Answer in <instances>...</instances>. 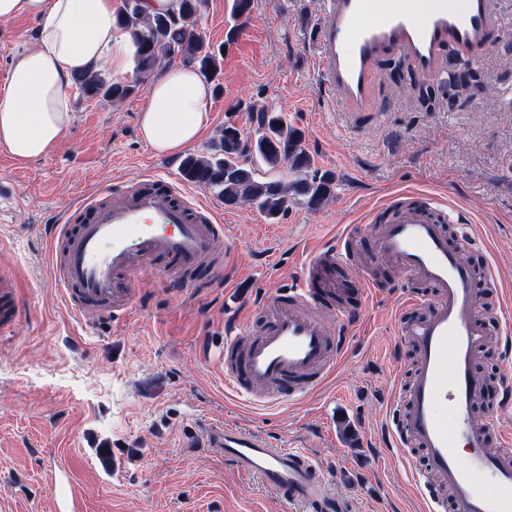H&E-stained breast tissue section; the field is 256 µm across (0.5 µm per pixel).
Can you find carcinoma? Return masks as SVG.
<instances>
[{"instance_id": "obj_1", "label": "carcinoma", "mask_w": 512, "mask_h": 512, "mask_svg": "<svg viewBox=\"0 0 512 512\" xmlns=\"http://www.w3.org/2000/svg\"><path fill=\"white\" fill-rule=\"evenodd\" d=\"M207 0H177L171 12L148 14L143 0H122L117 24L130 33L135 45V71L144 81L163 63H183L204 76L218 74L220 62L209 50L199 31V22ZM74 84L88 98L121 102L132 95L137 83L113 82L100 69H91L75 77ZM257 136H242L232 125L224 126L210 153L186 154L180 161L182 178L198 187L213 190L228 208L256 205L270 221L278 220L290 200L301 201L311 210L320 209L332 196L335 176L313 168L303 145L302 132L288 124L280 112L261 106L252 109ZM256 157L275 168L285 165L293 179L260 182L254 178L249 157Z\"/></svg>"}]
</instances>
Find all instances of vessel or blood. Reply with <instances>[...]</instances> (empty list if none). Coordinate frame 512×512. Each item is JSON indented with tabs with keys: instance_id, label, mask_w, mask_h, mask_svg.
Masks as SVG:
<instances>
[{
	"instance_id": "vessel-or-blood-1",
	"label": "vessel or blood",
	"mask_w": 512,
	"mask_h": 512,
	"mask_svg": "<svg viewBox=\"0 0 512 512\" xmlns=\"http://www.w3.org/2000/svg\"><path fill=\"white\" fill-rule=\"evenodd\" d=\"M319 12L322 78L353 104L365 100L372 61L382 51L399 49L417 70L432 75L444 45L467 49L490 42L502 28L494 0H465L461 6L454 0L430 5L424 0H320ZM78 207L89 211L88 223L76 225L70 213L60 215L49 238L48 262L66 303L90 320L128 309L131 287L146 267L160 262L174 270L205 261L214 238L224 231L210 203L187 198L170 185L146 184L117 201L109 187L101 186ZM383 218L379 256L395 261L405 278L431 289L427 295L405 294L398 306L396 335L414 347L416 368L404 387L396 444H416L426 452L427 466L413 478L425 495L427 512H512V394H503L487 425L472 416L484 385L475 362L489 343L472 270L458 250L449 248L444 219L427 200L393 198ZM356 235L351 226L322 250L302 253L287 300L269 299L259 315L242 318L249 337L245 348H238V336H227L224 381L232 390L275 403L283 383H290V397L299 398L333 373L344 350L343 336L364 313L348 310L325 323L317 312L321 298L313 282L325 265L349 263ZM415 308L421 316L408 318ZM20 315L15 280L0 278V334L12 332ZM491 423L509 427L494 453L486 449ZM201 441L288 502L314 506L324 500L322 476L301 452L207 422ZM460 444L469 450L468 462L455 452ZM432 474L448 486L451 501L429 484Z\"/></svg>"
}]
</instances>
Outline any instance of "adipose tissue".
Listing matches in <instances>:
<instances>
[{
	"mask_svg": "<svg viewBox=\"0 0 512 512\" xmlns=\"http://www.w3.org/2000/svg\"><path fill=\"white\" fill-rule=\"evenodd\" d=\"M115 15L114 0H0L1 21L37 22L32 47L15 59L0 87V148L22 162L48 155L72 123L69 89L76 74L93 66L114 77L131 74L133 41ZM211 96L192 67L164 66L139 115L142 139L158 153H183L209 123Z\"/></svg>",
	"mask_w": 512,
	"mask_h": 512,
	"instance_id": "obj_1",
	"label": "adipose tissue"
}]
</instances>
